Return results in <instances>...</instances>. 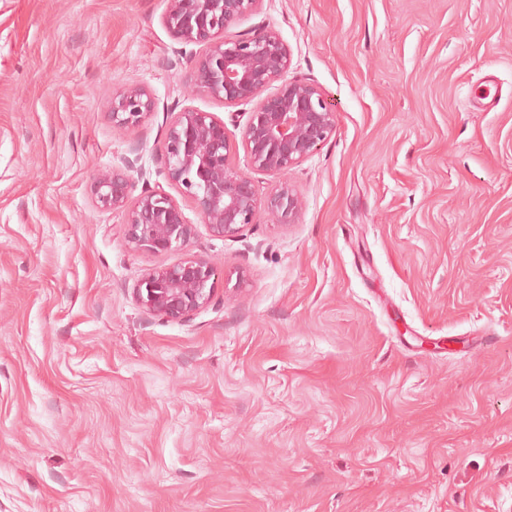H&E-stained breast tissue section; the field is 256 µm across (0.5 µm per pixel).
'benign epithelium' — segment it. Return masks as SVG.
Listing matches in <instances>:
<instances>
[{
    "label": "benign epithelium",
    "mask_w": 512,
    "mask_h": 512,
    "mask_svg": "<svg viewBox=\"0 0 512 512\" xmlns=\"http://www.w3.org/2000/svg\"><path fill=\"white\" fill-rule=\"evenodd\" d=\"M262 0H168L163 24L183 44L199 46L191 60L193 87L226 105L253 102L241 137L252 170L278 177L259 197L250 176L232 162L233 145L224 121L211 112L187 108L174 114L160 146L167 180L195 206L209 231L236 238L266 215L293 224L302 201L288 173L335 131L336 113L321 87L288 78L292 58L272 27L226 37L243 17L260 9ZM276 85L275 91L266 90ZM155 107L142 86L127 87L112 98V123L136 127ZM133 162L97 173L90 191L97 205L119 211L127 224L126 243L133 251L183 252L166 267L148 270L133 294L149 314L184 320L206 307L213 297L214 268L190 250L196 225L169 194L145 190L134 194Z\"/></svg>",
    "instance_id": "obj_1"
}]
</instances>
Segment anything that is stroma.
<instances>
[{
    "label": "stroma",
    "instance_id": "1",
    "mask_svg": "<svg viewBox=\"0 0 512 512\" xmlns=\"http://www.w3.org/2000/svg\"><path fill=\"white\" fill-rule=\"evenodd\" d=\"M167 0H0V512H512V0H263L336 130L288 178L296 223L212 236L186 320L133 287L97 171L186 84ZM141 85L156 108L113 124ZM154 107L155 102L144 87H127L112 98V122L118 126L136 127Z\"/></svg>",
    "mask_w": 512,
    "mask_h": 512
}]
</instances>
